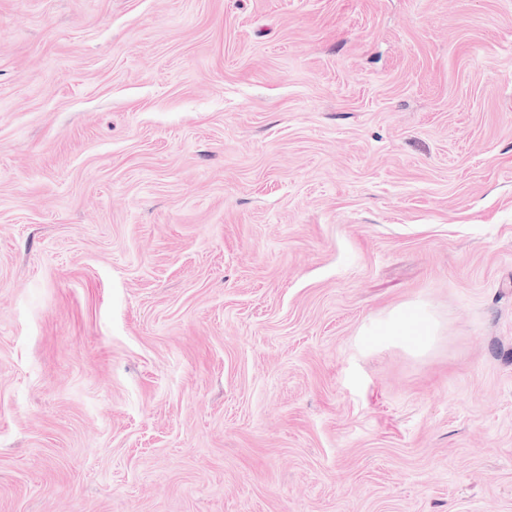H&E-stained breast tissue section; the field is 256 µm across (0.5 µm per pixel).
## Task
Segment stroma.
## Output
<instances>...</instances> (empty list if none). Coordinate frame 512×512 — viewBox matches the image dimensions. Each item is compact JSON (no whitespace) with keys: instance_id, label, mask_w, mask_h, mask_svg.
I'll return each instance as SVG.
<instances>
[{"instance_id":"1","label":"stroma","mask_w":512,"mask_h":512,"mask_svg":"<svg viewBox=\"0 0 512 512\" xmlns=\"http://www.w3.org/2000/svg\"><path fill=\"white\" fill-rule=\"evenodd\" d=\"M0 512H512V0H0ZM365 336H382V341H399L415 352L429 349L437 335V322L428 308L415 304L391 312L384 323L365 331Z\"/></svg>"}]
</instances>
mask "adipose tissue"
Masks as SVG:
<instances>
[{"label":"adipose tissue","mask_w":512,"mask_h":512,"mask_svg":"<svg viewBox=\"0 0 512 512\" xmlns=\"http://www.w3.org/2000/svg\"><path fill=\"white\" fill-rule=\"evenodd\" d=\"M368 333L422 353L429 349L437 334V322L426 306L416 304L391 312L384 323L369 328Z\"/></svg>","instance_id":"ef3b65f1"}]
</instances>
